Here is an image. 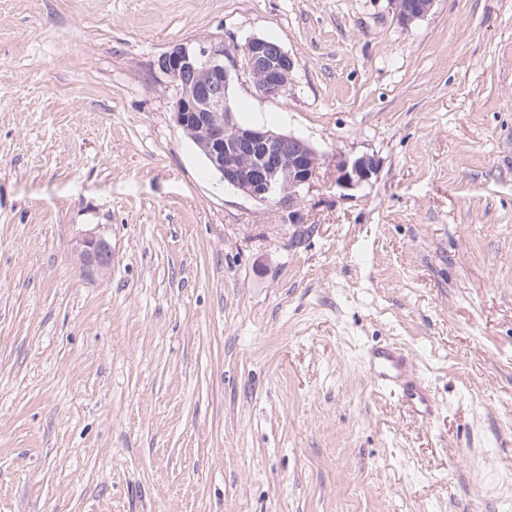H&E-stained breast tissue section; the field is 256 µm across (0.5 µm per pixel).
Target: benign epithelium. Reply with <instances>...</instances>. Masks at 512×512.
<instances>
[{
  "instance_id": "7a95c632",
  "label": "benign epithelium",
  "mask_w": 512,
  "mask_h": 512,
  "mask_svg": "<svg viewBox=\"0 0 512 512\" xmlns=\"http://www.w3.org/2000/svg\"><path fill=\"white\" fill-rule=\"evenodd\" d=\"M435 0H393L397 23L404 29L425 17ZM242 72L263 95L277 97L288 91L293 59L270 39L252 37L238 52ZM159 69L178 90L174 119L201 150L224 186L264 203L297 195L320 168V155L306 141L264 126H243L234 115L230 96L234 78L224 64V47L189 49L176 46L163 54ZM374 157L348 160L336 156V187L353 189L377 174ZM76 253L87 275L105 274L112 267V244L97 229L82 233Z\"/></svg>"
}]
</instances>
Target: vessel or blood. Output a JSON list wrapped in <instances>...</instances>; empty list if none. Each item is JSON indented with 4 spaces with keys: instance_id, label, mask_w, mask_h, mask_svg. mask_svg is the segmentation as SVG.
<instances>
[{
    "instance_id": "b4317fda",
    "label": "vessel or blood",
    "mask_w": 512,
    "mask_h": 512,
    "mask_svg": "<svg viewBox=\"0 0 512 512\" xmlns=\"http://www.w3.org/2000/svg\"><path fill=\"white\" fill-rule=\"evenodd\" d=\"M367 362L375 383L397 391L408 409L421 419L432 417L436 404L403 347L393 342L373 345L367 352Z\"/></svg>"
}]
</instances>
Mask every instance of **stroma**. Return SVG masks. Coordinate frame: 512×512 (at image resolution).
I'll use <instances>...</instances> for the list:
<instances>
[{"label":"stroma","mask_w":512,"mask_h":512,"mask_svg":"<svg viewBox=\"0 0 512 512\" xmlns=\"http://www.w3.org/2000/svg\"><path fill=\"white\" fill-rule=\"evenodd\" d=\"M251 37L292 83L233 84L237 120L321 157L280 204L157 66ZM340 154L376 176L337 189ZM0 512H512V0H0ZM435 0H394L397 23L408 29L417 20L425 17L433 8ZM76 253L80 267L87 275H102L112 267V244L105 234L96 228L80 235ZM367 362L372 380L397 391L409 410L423 420H429L437 406L411 356L394 342L373 345L367 351Z\"/></svg>","instance_id":"1"}]
</instances>
